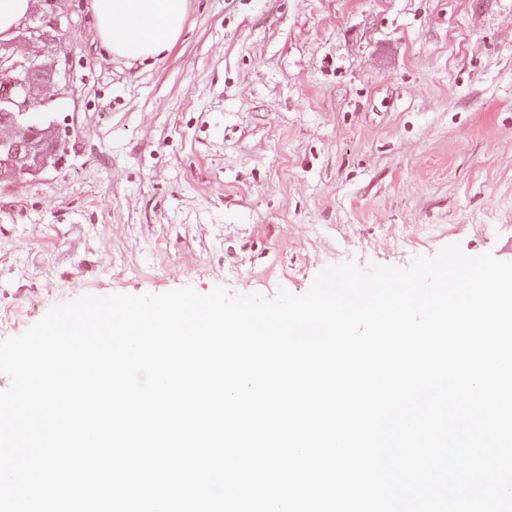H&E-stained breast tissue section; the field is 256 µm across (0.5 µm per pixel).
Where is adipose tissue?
<instances>
[{
	"mask_svg": "<svg viewBox=\"0 0 512 512\" xmlns=\"http://www.w3.org/2000/svg\"><path fill=\"white\" fill-rule=\"evenodd\" d=\"M187 0H93V27L113 56L146 61L181 35Z\"/></svg>",
	"mask_w": 512,
	"mask_h": 512,
	"instance_id": "1",
	"label": "adipose tissue"
}]
</instances>
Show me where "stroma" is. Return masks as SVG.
<instances>
[{"instance_id": "35a3bbf8", "label": "stroma", "mask_w": 512, "mask_h": 512, "mask_svg": "<svg viewBox=\"0 0 512 512\" xmlns=\"http://www.w3.org/2000/svg\"><path fill=\"white\" fill-rule=\"evenodd\" d=\"M59 0L70 132L0 187V325L86 294H305L457 244L512 261V0H190L157 60Z\"/></svg>"}]
</instances>
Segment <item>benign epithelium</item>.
<instances>
[{"label": "benign epithelium", "mask_w": 512, "mask_h": 512, "mask_svg": "<svg viewBox=\"0 0 512 512\" xmlns=\"http://www.w3.org/2000/svg\"><path fill=\"white\" fill-rule=\"evenodd\" d=\"M39 2L35 16L39 29L62 32L70 28L69 17L58 10V0ZM31 60L30 56L17 60L9 52L0 55V73L12 75L6 91L0 94V104L12 113L10 122L0 124V184L38 175L58 165L67 152L66 132L58 123L46 118L34 120L46 108L35 90L54 81L59 59L54 53L48 55L45 67L51 76L39 81L26 78Z\"/></svg>", "instance_id": "benign-epithelium-1"}]
</instances>
